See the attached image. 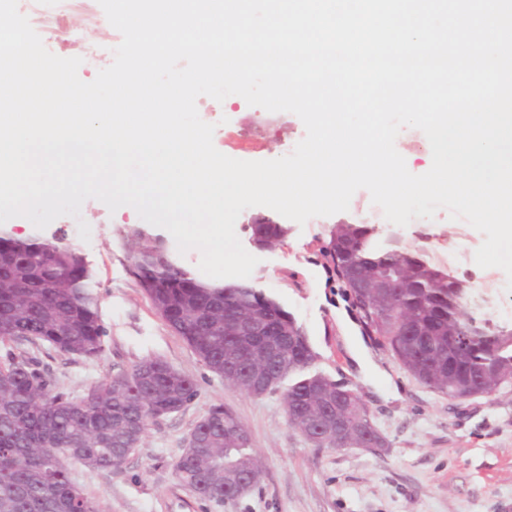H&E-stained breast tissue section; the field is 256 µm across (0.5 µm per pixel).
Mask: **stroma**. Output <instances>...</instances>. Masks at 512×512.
Listing matches in <instances>:
<instances>
[{
    "mask_svg": "<svg viewBox=\"0 0 512 512\" xmlns=\"http://www.w3.org/2000/svg\"><path fill=\"white\" fill-rule=\"evenodd\" d=\"M66 29L81 41L63 48L79 57V76L92 81L108 60L86 55L89 42L108 41L112 31L91 23L83 9L70 11ZM201 119L214 124L218 151L239 160H272L292 152L305 134L298 116L251 106L237 95L197 100ZM262 215L285 224L284 245L262 249L249 224ZM90 226L89 239L74 230L76 219ZM338 224L375 229L377 246L397 245L427 255L452 275L468 280L486 301V318L512 325V293L502 269L480 268L475 252L484 236L466 221L438 210L434 219L400 227L386 220L367 190H358L347 211L314 217L306 224L256 206L235 223L243 247L257 257L250 281L295 319L318 353L314 371L354 389L386 440L385 448H318L289 427L283 389L256 397L224 383L157 314L139 288L128 258L129 233L160 229L143 219L112 216L90 198L79 217L62 216L44 229L25 218L1 228L18 237L41 235L74 243L96 272L100 313L107 334L95 359L71 360L44 346L0 341V361L24 355L48 373L54 390L73 396L141 360L160 358L192 378L197 395L183 410L151 423L140 446L118 471L90 470L67 462L71 479L104 512H512V384L496 394L451 400L414 379L376 341L369 339L349 288L323 255ZM216 406L230 409L247 428L262 457L258 487L238 502L199 500L175 476L173 464L196 423Z\"/></svg>",
    "mask_w": 512,
    "mask_h": 512,
    "instance_id": "1",
    "label": "stroma"
}]
</instances>
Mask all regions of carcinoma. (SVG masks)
I'll use <instances>...</instances> for the list:
<instances>
[{
	"mask_svg": "<svg viewBox=\"0 0 512 512\" xmlns=\"http://www.w3.org/2000/svg\"><path fill=\"white\" fill-rule=\"evenodd\" d=\"M256 246L272 248L287 228L266 219L249 225ZM375 228L338 224L326 247L362 309L365 329L400 366L454 400L489 396L512 382V326L482 317L465 280L397 245L373 246ZM129 259L138 284L166 324L213 373L251 395L276 390L289 427L305 437L332 422L327 448H382L385 441L358 394L310 372L317 354L277 302L248 283L194 275L158 235L132 232ZM98 282L80 250L60 238H20L0 231V341L46 343L78 359L104 349ZM197 396V385L168 362L150 358L74 398L21 356L0 363V512H103L68 474L67 454L93 470H118L149 425ZM199 446L183 448L174 470L198 499L234 503L254 489L260 467L249 433L230 410L213 407L194 427Z\"/></svg>",
	"mask_w": 512,
	"mask_h": 512,
	"instance_id": "1",
	"label": "carcinoma"
}]
</instances>
